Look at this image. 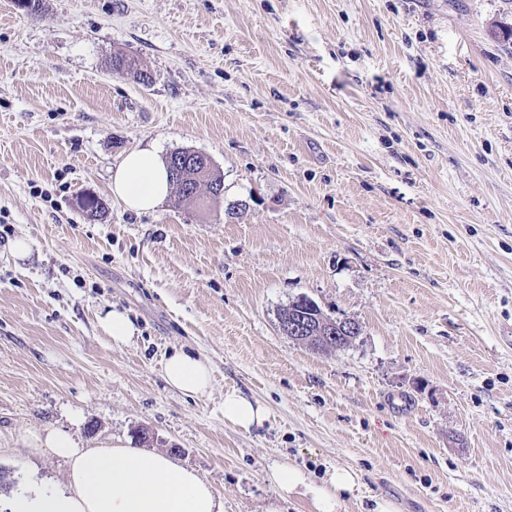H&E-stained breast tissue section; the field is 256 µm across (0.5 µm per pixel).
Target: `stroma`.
<instances>
[{
    "label": "stroma",
    "instance_id": "obj_1",
    "mask_svg": "<svg viewBox=\"0 0 512 512\" xmlns=\"http://www.w3.org/2000/svg\"><path fill=\"white\" fill-rule=\"evenodd\" d=\"M510 24L512 0H0V221L31 243L0 244V495L64 483L23 441L53 425L173 454L224 512H259L285 460L354 468L340 512H512ZM143 148L207 155L223 206L125 210L112 173ZM300 296L361 336L281 335ZM175 348L207 395L168 387ZM229 391L262 428L225 423ZM100 326L112 340V344L117 346L129 345L137 333L130 317L125 312L113 308L100 317ZM163 370L167 385L185 397L205 395L212 386L213 369L208 360L182 348L165 356Z\"/></svg>",
    "mask_w": 512,
    "mask_h": 512
}]
</instances>
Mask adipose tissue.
Masks as SVG:
<instances>
[{
  "mask_svg": "<svg viewBox=\"0 0 512 512\" xmlns=\"http://www.w3.org/2000/svg\"><path fill=\"white\" fill-rule=\"evenodd\" d=\"M112 193L126 210L155 209L171 193L163 159L150 149L129 152L112 174ZM167 385L186 397L206 394L213 369L202 356L174 350L163 361ZM265 408L240 393L224 395V420L244 431L261 427ZM25 442L34 451H48L68 465L66 487L31 480L20 486L0 512H224V501L194 469L169 456L144 448L99 446L84 448L57 427L30 431ZM276 502L264 512H280L281 502L294 498L309 512H338L343 500L359 494L360 477L345 467L326 469L313 481L299 467L282 463L271 468Z\"/></svg>",
  "mask_w": 512,
  "mask_h": 512,
  "instance_id": "ef3b65f1",
  "label": "adipose tissue"
}]
</instances>
